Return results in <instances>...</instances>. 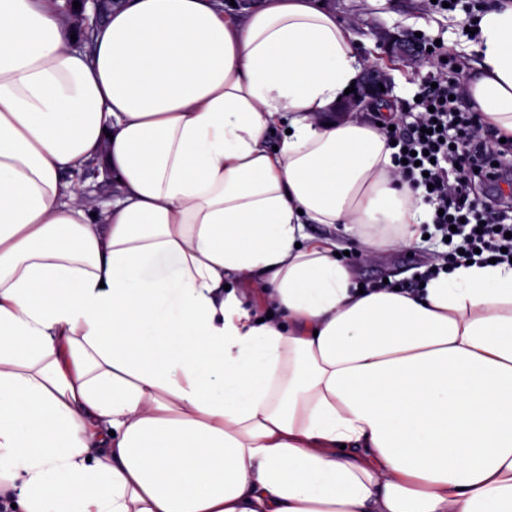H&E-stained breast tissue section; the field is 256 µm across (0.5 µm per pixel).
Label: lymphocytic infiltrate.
<instances>
[{
    "mask_svg": "<svg viewBox=\"0 0 512 512\" xmlns=\"http://www.w3.org/2000/svg\"><path fill=\"white\" fill-rule=\"evenodd\" d=\"M421 95L418 119L387 138L396 144L392 163L401 181L439 210L432 222L449 239L445 263L512 260V205L495 193H474L476 184L512 171V144L498 132L483 133L476 113L461 105L460 82L441 78Z\"/></svg>",
    "mask_w": 512,
    "mask_h": 512,
    "instance_id": "lymphocytic-infiltrate-1",
    "label": "lymphocytic infiltrate"
}]
</instances>
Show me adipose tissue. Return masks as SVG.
Instances as JSON below:
<instances>
[{
  "mask_svg": "<svg viewBox=\"0 0 512 512\" xmlns=\"http://www.w3.org/2000/svg\"><path fill=\"white\" fill-rule=\"evenodd\" d=\"M0 0V495L16 512H512V265L420 242L319 0ZM465 98L512 139V5ZM112 186L102 203L86 182ZM259 286L264 307L253 305ZM83 1H78L81 5L78 13L72 12L71 7L73 0H65L64 7L69 14L73 15L76 25L80 30V37L74 43V46L80 50L87 51L90 44V35L93 29H95L102 22L104 15L106 14L109 7L111 5L116 4L119 1L102 0V2L100 3L101 8L98 13L95 11L94 4L92 1L98 2L100 0L85 1L84 3Z\"/></svg>",
  "mask_w": 512,
  "mask_h": 512,
  "instance_id": "ef3b65f1",
  "label": "adipose tissue"
}]
</instances>
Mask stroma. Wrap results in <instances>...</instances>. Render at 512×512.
I'll use <instances>...</instances> for the list:
<instances>
[{
  "instance_id": "obj_1",
  "label": "stroma",
  "mask_w": 512,
  "mask_h": 512,
  "mask_svg": "<svg viewBox=\"0 0 512 512\" xmlns=\"http://www.w3.org/2000/svg\"><path fill=\"white\" fill-rule=\"evenodd\" d=\"M323 4L350 24L365 66H379L387 86L385 99L398 105L403 124L417 119L412 103L421 86L445 71L451 77L465 79L477 59L475 46L479 37L465 31L471 0H460L452 11L432 10L428 0H323ZM403 40L422 46L439 42L442 57L451 59L452 69H444L441 58L426 54L419 53L405 61L398 59L397 47ZM420 231L425 235L423 242L408 252L388 251L369 259L360 255L357 248H350L345 261L356 281L379 285L392 276L402 288L417 290L426 266L449 250L433 226L421 225Z\"/></svg>"
}]
</instances>
